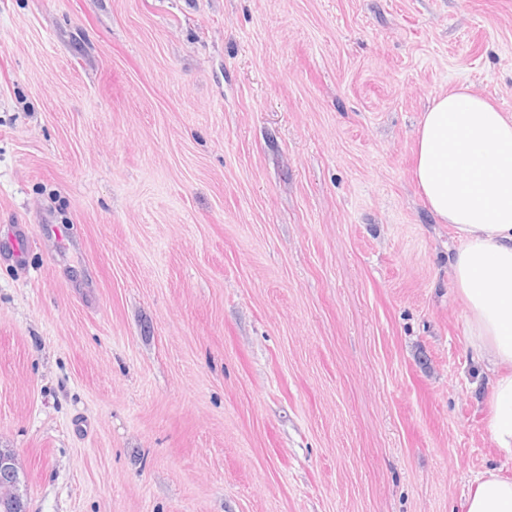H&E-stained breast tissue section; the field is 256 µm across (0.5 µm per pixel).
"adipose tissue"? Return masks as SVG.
<instances>
[{"mask_svg": "<svg viewBox=\"0 0 512 512\" xmlns=\"http://www.w3.org/2000/svg\"><path fill=\"white\" fill-rule=\"evenodd\" d=\"M415 177L430 212L452 225L448 259L466 339L490 387L487 429L512 459V115L460 89L435 97L416 130ZM464 512H512V476H476Z\"/></svg>", "mask_w": 512, "mask_h": 512, "instance_id": "obj_1", "label": "adipose tissue"}]
</instances>
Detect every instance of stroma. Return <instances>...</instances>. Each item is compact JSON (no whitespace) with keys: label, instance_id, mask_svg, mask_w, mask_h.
<instances>
[{"label":"stroma","instance_id":"obj_1","mask_svg":"<svg viewBox=\"0 0 512 512\" xmlns=\"http://www.w3.org/2000/svg\"><path fill=\"white\" fill-rule=\"evenodd\" d=\"M462 85L512 114V0H0L28 512H461L511 476L413 175Z\"/></svg>","mask_w":512,"mask_h":512}]
</instances>
